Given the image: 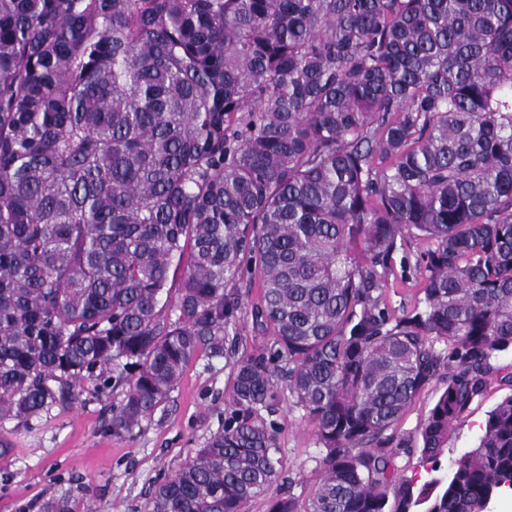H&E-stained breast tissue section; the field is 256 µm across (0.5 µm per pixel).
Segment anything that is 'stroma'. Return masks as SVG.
<instances>
[{
  "label": "stroma",
  "mask_w": 512,
  "mask_h": 512,
  "mask_svg": "<svg viewBox=\"0 0 512 512\" xmlns=\"http://www.w3.org/2000/svg\"><path fill=\"white\" fill-rule=\"evenodd\" d=\"M429 247V241L409 233L399 241L383 293L396 313L418 304L423 276L419 263ZM240 294L239 322L230 333L239 358L255 354L263 342L253 334L250 319L261 287L253 285ZM494 368L485 396L449 430L443 467H450L475 444L488 411L512 394V386L502 381L512 373V352L497 358ZM233 380L231 362L198 355L184 368L168 403L122 437L109 429L112 408L123 398L119 389L100 398L52 406L26 423L0 420V445L10 449L0 458V512H39L45 499L66 489L84 496L94 512H144L154 487L221 429ZM276 420L284 472L268 493L251 500L249 512H268L276 495L306 499L321 478L314 427L302 410L283 404Z\"/></svg>",
  "instance_id": "35a3bbf8"
}]
</instances>
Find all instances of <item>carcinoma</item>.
I'll return each instance as SVG.
<instances>
[{
	"mask_svg": "<svg viewBox=\"0 0 512 512\" xmlns=\"http://www.w3.org/2000/svg\"><path fill=\"white\" fill-rule=\"evenodd\" d=\"M406 232L432 247L397 316ZM255 272L273 342L145 512H247L282 472L280 378L323 476L269 512H485L512 393L440 456L512 351V0H0V419L124 384L109 429L132 433L232 354ZM438 380L418 437L391 433ZM431 248L426 239L405 233L398 242L394 254L393 270L385 284L383 299L397 314L409 312L422 298L421 278L423 276L421 255ZM421 263L416 268V264ZM396 464L401 470V473H404L407 477L412 478L414 483L417 485H421L428 479L426 469L429 468V465L424 464L423 466V464L420 463L418 454H414L412 456L400 454L396 458Z\"/></svg>",
	"mask_w": 512,
	"mask_h": 512,
	"instance_id": "obj_1",
	"label": "carcinoma"
}]
</instances>
